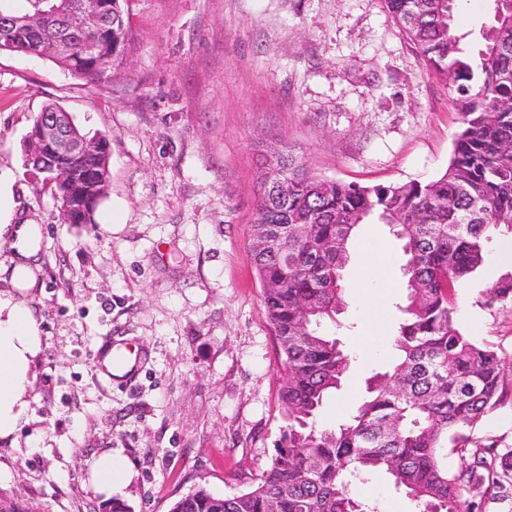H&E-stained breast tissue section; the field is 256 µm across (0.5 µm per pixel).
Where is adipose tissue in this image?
Returning <instances> with one entry per match:
<instances>
[{
    "instance_id": "ef3b65f1",
    "label": "adipose tissue",
    "mask_w": 512,
    "mask_h": 512,
    "mask_svg": "<svg viewBox=\"0 0 512 512\" xmlns=\"http://www.w3.org/2000/svg\"><path fill=\"white\" fill-rule=\"evenodd\" d=\"M2 238L12 242L14 273L29 274L38 252L37 225L12 224L0 215ZM42 351V331L31 307L11 292L0 291V440L13 439L28 420L30 393ZM90 472L97 492L107 498L127 478L123 457L109 453L93 459Z\"/></svg>"
}]
</instances>
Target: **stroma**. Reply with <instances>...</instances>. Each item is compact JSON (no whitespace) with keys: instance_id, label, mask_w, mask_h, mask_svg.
I'll return each mask as SVG.
<instances>
[{"instance_id":"stroma-1","label":"stroma","mask_w":512,"mask_h":512,"mask_svg":"<svg viewBox=\"0 0 512 512\" xmlns=\"http://www.w3.org/2000/svg\"><path fill=\"white\" fill-rule=\"evenodd\" d=\"M493 0H459L454 33L477 53ZM127 61L94 85L45 59L0 54V180L12 221L41 227L35 283L19 296L44 349L30 421L0 441V492L39 512H98L99 454L122 456L116 493L133 512H170L197 486L229 496L268 464L283 423L278 345L251 260L261 154L288 142L320 177L389 185L448 166L461 127L385 0H130ZM50 103L111 142L91 224H64L25 163ZM335 328L355 360L317 422L355 410L393 355L405 290L401 243L361 225ZM377 275H361L364 260ZM499 269L457 291L456 323L493 345L512 380V306L480 305ZM135 349L132 367L106 356Z\"/></svg>"}]
</instances>
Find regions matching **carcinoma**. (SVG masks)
Wrapping results in <instances>:
<instances>
[{
	"instance_id": "carcinoma-1",
	"label": "carcinoma",
	"mask_w": 512,
	"mask_h": 512,
	"mask_svg": "<svg viewBox=\"0 0 512 512\" xmlns=\"http://www.w3.org/2000/svg\"><path fill=\"white\" fill-rule=\"evenodd\" d=\"M0 0L18 19L47 13L58 0H26L23 11ZM456 0H386L389 12L434 71L451 75L461 128L446 171L429 181L363 186L320 178L288 143L272 147L282 175L258 176L251 232L304 224L299 237L274 239L252 251L263 304L280 344L278 397L285 424L267 467L247 490L217 496L200 486L171 512H377L353 493L375 474L388 476L417 512H487L512 497V449L476 433L479 423L512 393L503 358L455 323L456 292L489 265L490 245L512 239V13H495L483 32L478 60L453 33ZM98 44L88 57L84 45ZM130 41L127 0H112V20L76 35L58 56L38 33L19 29L14 53L35 52L93 84L112 82ZM37 189L61 194L57 175L36 173ZM396 225L406 256L407 290L394 334L396 357L366 381L356 411L334 428L316 416L340 390L353 358L325 331L344 305V270L361 224ZM484 305H512V269L493 278ZM308 315L298 313L300 304ZM463 461L448 469V455Z\"/></svg>"
}]
</instances>
